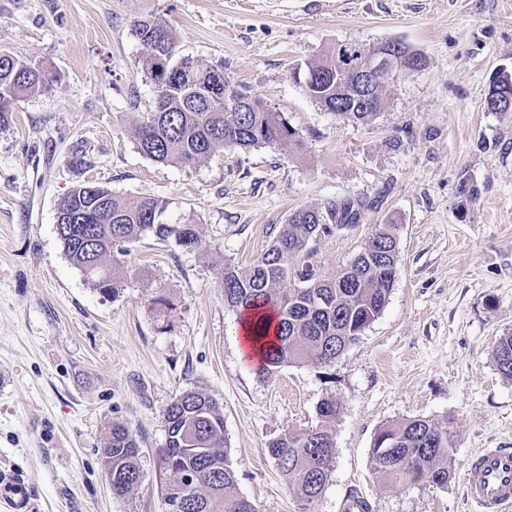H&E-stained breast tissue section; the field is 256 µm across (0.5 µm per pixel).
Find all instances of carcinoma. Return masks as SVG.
Returning a JSON list of instances; mask_svg holds the SVG:
<instances>
[{
  "label": "carcinoma",
  "instance_id": "carcinoma-1",
  "mask_svg": "<svg viewBox=\"0 0 512 512\" xmlns=\"http://www.w3.org/2000/svg\"><path fill=\"white\" fill-rule=\"evenodd\" d=\"M132 35L146 49L145 70L154 86L153 109L136 127L138 151L160 163L192 166L224 149L299 144L290 123L267 105L255 112H227L224 100L207 93L219 67L194 58L176 57L170 27L150 17L133 25ZM337 47L310 60L306 70L330 72ZM180 64L197 75L184 85L176 75L164 76L159 64ZM50 78L40 67L14 57L0 56V128L9 126L12 112L23 99L46 90ZM320 104L336 103V82L307 88ZM512 100V76H495L483 99V108ZM104 209L99 220L73 224L84 210ZM364 199L331 200L321 207H303L291 213L273 245L247 267L224 263L220 277L224 304L239 315L256 310L274 312L275 324L264 316L251 323V331L265 352L260 363L267 372L284 364L311 363L325 368L338 358L342 341L366 330L381 314L398 276L395 235L388 229L375 233L346 265L350 272L326 276L311 261V240L331 224H356ZM167 204L153 197L129 199L97 185L75 187L57 209L58 238L65 255L102 293L121 287L120 269L107 268L106 258L124 252L123 246L146 233L160 240L175 239L185 249H198L195 225L163 221ZM302 263L294 264V259ZM491 355L500 375L512 380V334L495 342ZM340 404L331 396L317 409L318 425L289 432L269 444V453L293 487L302 512H311L333 471L336 442L332 427ZM167 438L160 450L168 474L165 482L168 512H255L252 502L237 491V477L224 450V418L208 395L187 391L165 412ZM372 448L370 467L378 477L394 484L427 482L444 487L451 477L455 443L448 428L425 417L383 426ZM112 495L126 496L141 483L140 445L125 425L112 424L104 450Z\"/></svg>",
  "mask_w": 512,
  "mask_h": 512
}]
</instances>
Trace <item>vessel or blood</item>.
<instances>
[{"mask_svg": "<svg viewBox=\"0 0 512 512\" xmlns=\"http://www.w3.org/2000/svg\"><path fill=\"white\" fill-rule=\"evenodd\" d=\"M467 494L482 512H512V450L484 448L476 452L466 471ZM31 493L25 479L0 471V500L10 512H31Z\"/></svg>", "mask_w": 512, "mask_h": 512, "instance_id": "vessel-or-blood-1", "label": "vessel or blood"}]
</instances>
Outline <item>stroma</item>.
Segmentation results:
<instances>
[{
    "mask_svg": "<svg viewBox=\"0 0 512 512\" xmlns=\"http://www.w3.org/2000/svg\"><path fill=\"white\" fill-rule=\"evenodd\" d=\"M150 16L178 56L223 66L282 113L300 148L228 146L186 167L140 154L134 132L155 93L131 26ZM386 40L426 65L390 78L369 122L324 111L297 76L337 43ZM1 51L55 77L0 129V469L26 478L35 512H168L159 450L185 391L217 401L256 512H300L268 446L317 425L331 395L336 463L314 512H339L354 492L371 512H476L471 456L512 448V380L491 357L512 333V112L482 107L493 75H512V0H0ZM88 182L163 200L164 221L193 219L201 248L144 235L116 257V294L101 293L56 232L60 201ZM343 198L369 207L319 235L312 260L335 272L392 225L388 301L334 366L259 373L219 272L260 257L293 211ZM418 416L453 436L446 486L392 485L370 468L377 430ZM116 422L143 471L122 498L104 459Z\"/></svg>",
    "mask_w": 512,
    "mask_h": 512,
    "instance_id": "35a3bbf8",
    "label": "stroma"
}]
</instances>
